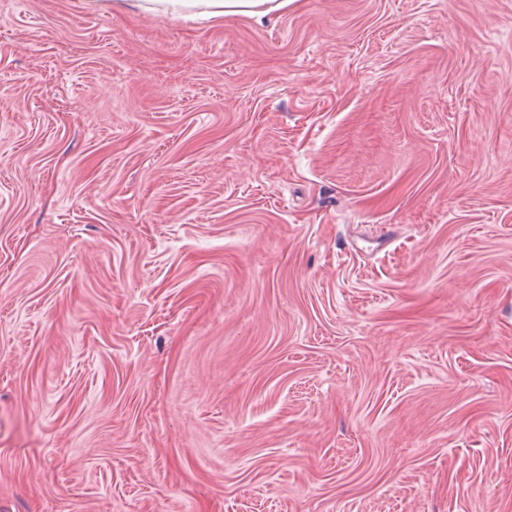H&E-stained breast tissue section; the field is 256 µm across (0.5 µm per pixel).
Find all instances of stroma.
Here are the masks:
<instances>
[{"mask_svg":"<svg viewBox=\"0 0 512 512\" xmlns=\"http://www.w3.org/2000/svg\"><path fill=\"white\" fill-rule=\"evenodd\" d=\"M0 512H512V0H0ZM296 0H123L114 1L148 12H161L183 19L246 16L261 18L288 8Z\"/></svg>","mask_w":512,"mask_h":512,"instance_id":"obj_1","label":"stroma"}]
</instances>
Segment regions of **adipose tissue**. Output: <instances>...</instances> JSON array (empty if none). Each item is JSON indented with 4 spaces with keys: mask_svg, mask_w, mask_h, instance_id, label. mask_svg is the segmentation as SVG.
Here are the masks:
<instances>
[{
    "mask_svg": "<svg viewBox=\"0 0 512 512\" xmlns=\"http://www.w3.org/2000/svg\"><path fill=\"white\" fill-rule=\"evenodd\" d=\"M293 0H123L124 5L184 19L246 16L260 19L286 9Z\"/></svg>",
    "mask_w": 512,
    "mask_h": 512,
    "instance_id": "adipose-tissue-1",
    "label": "adipose tissue"
}]
</instances>
